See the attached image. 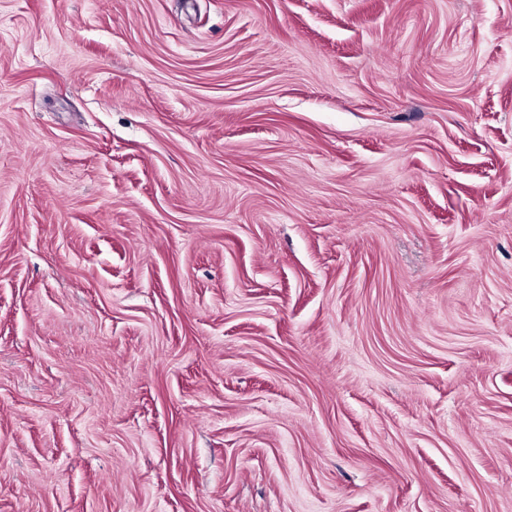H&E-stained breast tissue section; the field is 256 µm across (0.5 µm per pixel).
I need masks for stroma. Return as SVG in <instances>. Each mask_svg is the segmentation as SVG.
Instances as JSON below:
<instances>
[{"label": "stroma", "mask_w": 512, "mask_h": 512, "mask_svg": "<svg viewBox=\"0 0 512 512\" xmlns=\"http://www.w3.org/2000/svg\"><path fill=\"white\" fill-rule=\"evenodd\" d=\"M0 512H512V0H0Z\"/></svg>", "instance_id": "35a3bbf8"}]
</instances>
